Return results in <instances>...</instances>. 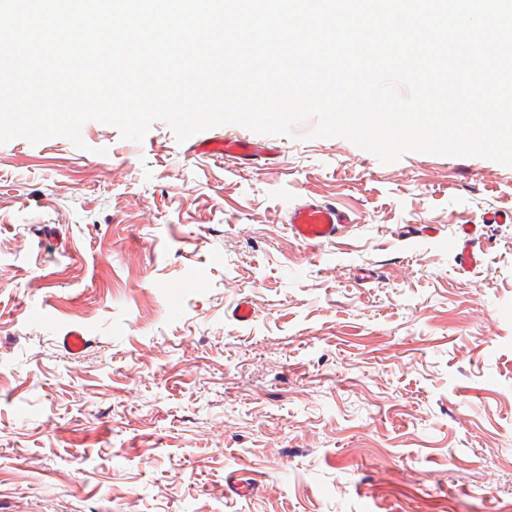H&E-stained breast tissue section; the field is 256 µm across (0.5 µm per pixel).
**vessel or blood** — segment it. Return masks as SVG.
<instances>
[{
	"instance_id": "obj_1",
	"label": "vessel or blood",
	"mask_w": 512,
	"mask_h": 512,
	"mask_svg": "<svg viewBox=\"0 0 512 512\" xmlns=\"http://www.w3.org/2000/svg\"><path fill=\"white\" fill-rule=\"evenodd\" d=\"M208 149L211 153L241 162H256L267 158L271 153L269 147L246 139L216 138L211 140ZM350 221L349 214L337 206L311 200L291 210L289 228L297 240L316 246L335 238ZM475 236V227L466 226L463 227L462 234L456 242L463 266L472 267L478 262V256L472 246Z\"/></svg>"
}]
</instances>
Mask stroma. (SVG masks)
Instances as JSON below:
<instances>
[{
    "label": "stroma",
    "instance_id": "stroma-1",
    "mask_svg": "<svg viewBox=\"0 0 512 512\" xmlns=\"http://www.w3.org/2000/svg\"><path fill=\"white\" fill-rule=\"evenodd\" d=\"M317 125L0 144V512H512V167ZM306 198L352 224L301 243ZM208 149L212 154H224L240 162H257L268 159L273 149L247 139L215 138L210 141ZM477 232L476 225L465 226L462 229V236L456 241L457 250L461 259V264L465 267L476 266L478 262V255L474 252L472 243L475 240Z\"/></svg>",
    "mask_w": 512,
    "mask_h": 512
}]
</instances>
